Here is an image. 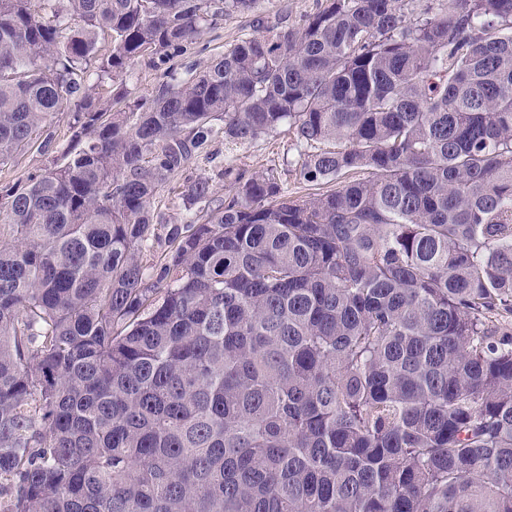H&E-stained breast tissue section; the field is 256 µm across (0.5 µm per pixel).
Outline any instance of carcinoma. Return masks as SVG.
I'll use <instances>...</instances> for the list:
<instances>
[{"label": "carcinoma", "instance_id": "obj_1", "mask_svg": "<svg viewBox=\"0 0 512 512\" xmlns=\"http://www.w3.org/2000/svg\"><path fill=\"white\" fill-rule=\"evenodd\" d=\"M254 2L0 0V168L58 151L0 185V512H512V0H325L177 67ZM283 125L326 190L227 160L209 222L207 178L155 208ZM159 73L149 69L144 63H138L132 68L131 77L127 81L128 88L137 95L151 93L159 82ZM211 151L214 154L212 160H200L196 166L179 173L170 183L159 188L155 207L161 209L170 222H180L184 214L182 200L178 194L199 177L210 179L213 185L212 198L217 200L211 204L210 209L197 213L199 224L208 219L212 209L224 200V179L218 174L224 170L225 158L232 159L236 168L245 172L247 176L266 172L270 168L286 172L293 169L291 165L298 158L297 148L284 127L246 144L216 143L211 147ZM51 158L47 155L39 153L34 147L31 151L27 152L18 164L9 169L5 168L0 171V182L13 183L18 180H25L28 174L44 169L51 164Z\"/></svg>", "mask_w": 512, "mask_h": 512}]
</instances>
